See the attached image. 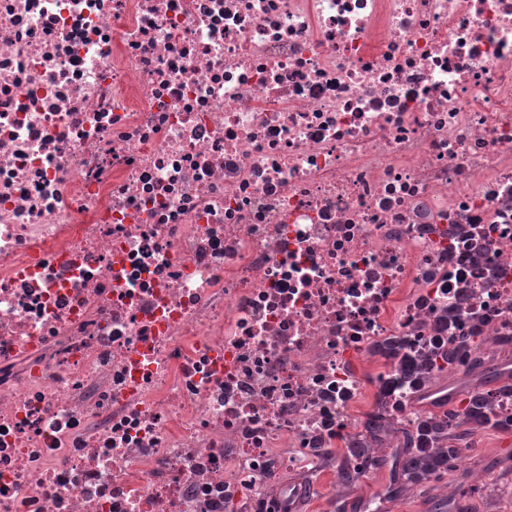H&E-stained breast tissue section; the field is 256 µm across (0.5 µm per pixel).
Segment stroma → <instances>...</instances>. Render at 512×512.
Segmentation results:
<instances>
[{
    "mask_svg": "<svg viewBox=\"0 0 512 512\" xmlns=\"http://www.w3.org/2000/svg\"><path fill=\"white\" fill-rule=\"evenodd\" d=\"M481 353L487 368L483 377L449 372L443 374V382L467 391L491 389L506 382L504 355L489 347L482 348ZM343 452V447L332 448L320 466L283 476V484L304 490L296 502L297 512H336L340 501L345 502L346 512H448L449 490L461 484L475 487L466 498L468 512H512V430H477L469 447L462 449L457 469L444 481L410 488L395 500L383 497L389 481L385 469L373 470L351 486L339 484L336 466Z\"/></svg>",
    "mask_w": 512,
    "mask_h": 512,
    "instance_id": "stroma-1",
    "label": "stroma"
}]
</instances>
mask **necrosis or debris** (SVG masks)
<instances>
[{
	"mask_svg": "<svg viewBox=\"0 0 512 512\" xmlns=\"http://www.w3.org/2000/svg\"><path fill=\"white\" fill-rule=\"evenodd\" d=\"M454 336L512 346V0H0V512H282Z\"/></svg>",
	"mask_w": 512,
	"mask_h": 512,
	"instance_id": "necrosis-or-debris-1",
	"label": "necrosis or debris"
}]
</instances>
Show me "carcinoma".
I'll return each mask as SVG.
<instances>
[{"instance_id":"cac0c4a2","label":"carcinoma","mask_w":512,"mask_h":512,"mask_svg":"<svg viewBox=\"0 0 512 512\" xmlns=\"http://www.w3.org/2000/svg\"><path fill=\"white\" fill-rule=\"evenodd\" d=\"M477 338L464 337L451 350L436 342L422 361L409 369L406 377L417 391V398L432 399V405L441 408L452 395L434 388L438 374L462 367L469 373L484 366L479 356ZM512 394V384L503 383L485 392H475L453 408L460 422L448 420V412H427L410 428H404L400 446L386 450L394 434L392 420L381 409L368 415L366 434L344 439L345 451L336 475L340 483L352 485L379 467H391V480L387 494L401 495L407 488L438 481L457 468L460 448L467 446L475 431L486 427L492 420L490 400L496 396Z\"/></svg>"}]
</instances>
